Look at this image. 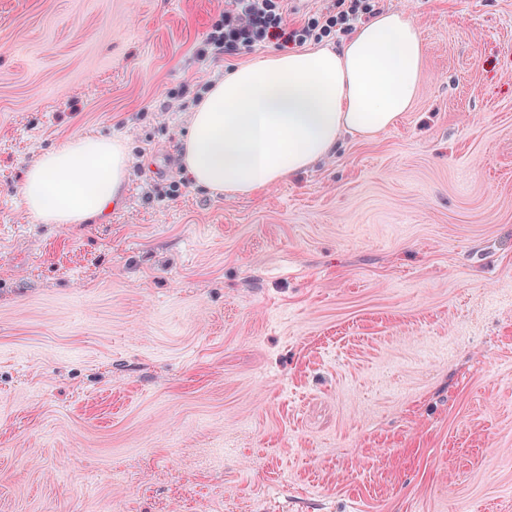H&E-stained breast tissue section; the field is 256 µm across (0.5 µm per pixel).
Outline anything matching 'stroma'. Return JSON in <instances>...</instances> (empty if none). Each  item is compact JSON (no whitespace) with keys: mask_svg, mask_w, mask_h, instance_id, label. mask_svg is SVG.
<instances>
[{"mask_svg":"<svg viewBox=\"0 0 512 512\" xmlns=\"http://www.w3.org/2000/svg\"><path fill=\"white\" fill-rule=\"evenodd\" d=\"M378 6L409 111L232 197L181 139L277 45L196 59L224 0H0V512H512V0ZM88 134L121 198L41 223L27 167Z\"/></svg>","mask_w":512,"mask_h":512,"instance_id":"obj_1","label":"stroma"}]
</instances>
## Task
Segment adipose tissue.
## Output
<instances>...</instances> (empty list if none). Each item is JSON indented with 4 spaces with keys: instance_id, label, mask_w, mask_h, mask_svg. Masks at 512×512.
I'll return each mask as SVG.
<instances>
[{
    "instance_id": "obj_1",
    "label": "adipose tissue",
    "mask_w": 512,
    "mask_h": 512,
    "mask_svg": "<svg viewBox=\"0 0 512 512\" xmlns=\"http://www.w3.org/2000/svg\"><path fill=\"white\" fill-rule=\"evenodd\" d=\"M422 40L402 12L378 14L339 49L315 46L225 73L191 114L182 142L188 180L248 195L331 154L342 134L377 137L408 112ZM128 178L124 146L81 136L28 166L25 210L45 224H85L112 208Z\"/></svg>"
}]
</instances>
